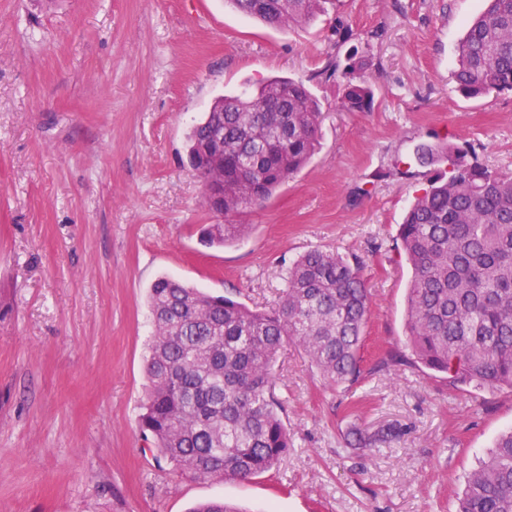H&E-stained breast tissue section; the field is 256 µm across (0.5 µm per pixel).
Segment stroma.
<instances>
[{"label": "stroma", "instance_id": "obj_1", "mask_svg": "<svg viewBox=\"0 0 512 512\" xmlns=\"http://www.w3.org/2000/svg\"><path fill=\"white\" fill-rule=\"evenodd\" d=\"M484 0H328L273 28L224 0H0V512H455L465 475L512 427V391L470 393L405 349L411 270L394 248L421 143L471 145L512 172V91L466 98L456 46ZM358 50L375 91L341 107L313 75ZM274 76L308 82L324 109L311 162L224 248L187 156L213 99ZM358 255L371 298L362 375L325 383L289 348L277 369L293 446L245 481L158 467L137 427L161 275L264 307L300 254ZM400 435L375 452L352 429Z\"/></svg>", "mask_w": 512, "mask_h": 512}]
</instances>
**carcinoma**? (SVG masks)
<instances>
[{"label": "carcinoma", "instance_id": "obj_1", "mask_svg": "<svg viewBox=\"0 0 512 512\" xmlns=\"http://www.w3.org/2000/svg\"><path fill=\"white\" fill-rule=\"evenodd\" d=\"M229 2L282 28L311 23L327 0ZM337 77L344 81L342 108L371 111L364 57L336 53L314 75L321 82ZM452 79L467 97L512 91V0H487L467 25ZM323 119L317 98L289 77L215 100L187 136L206 203L224 218L204 227L206 244L224 247L244 235L240 217L263 207L315 155ZM414 155L429 170L397 231L411 268L405 337L412 358L393 352L381 363H419L454 388L512 390V176L446 141L419 145ZM362 267L356 257L310 250L288 268L285 288L268 308L158 277L148 290L154 336L138 416L156 462L182 478L218 481L249 480L276 466L291 445L275 393L288 346L331 385L361 375L371 310ZM192 512L242 510L216 499ZM455 512H512V431L468 473Z\"/></svg>", "mask_w": 512, "mask_h": 512}]
</instances>
